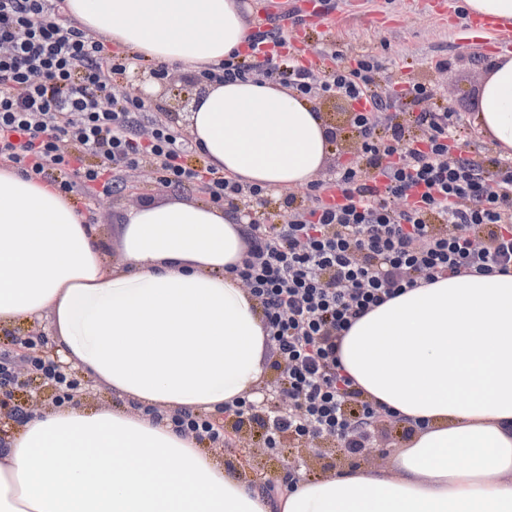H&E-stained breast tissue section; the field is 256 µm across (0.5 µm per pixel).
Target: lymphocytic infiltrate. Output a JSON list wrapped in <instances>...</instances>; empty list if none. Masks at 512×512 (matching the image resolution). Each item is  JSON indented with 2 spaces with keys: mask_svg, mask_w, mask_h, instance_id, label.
Masks as SVG:
<instances>
[{
  "mask_svg": "<svg viewBox=\"0 0 512 512\" xmlns=\"http://www.w3.org/2000/svg\"><path fill=\"white\" fill-rule=\"evenodd\" d=\"M63 0H0V161L32 179L53 177L60 193L111 195L121 171L151 167L166 188L201 184L232 211L265 206L268 189L209 166L192 167L191 139L165 119L146 118L137 96L111 94V78L135 57L103 68V41L62 15ZM376 55L357 54L326 71L292 52L287 24L252 30L244 50L196 81L273 82L310 99L340 98L359 138L358 159L284 198L282 224L254 218L236 272L263 315L285 412L248 400L225 406V427L205 414L171 417L178 433L237 446L262 430L271 452L285 441L331 440L361 454L397 428L394 414L344 374L340 340L361 317L441 275L512 272V158L465 157L460 112L437 103L434 84L383 86ZM94 163H86L85 154ZM338 191L342 200L329 204Z\"/></svg>",
  "mask_w": 512,
  "mask_h": 512,
  "instance_id": "f902f5d3",
  "label": "lymphocytic infiltrate"
}]
</instances>
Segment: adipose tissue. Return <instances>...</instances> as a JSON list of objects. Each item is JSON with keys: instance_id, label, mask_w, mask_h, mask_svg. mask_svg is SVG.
<instances>
[{"instance_id": "ef3b65f1", "label": "adipose tissue", "mask_w": 512, "mask_h": 512, "mask_svg": "<svg viewBox=\"0 0 512 512\" xmlns=\"http://www.w3.org/2000/svg\"><path fill=\"white\" fill-rule=\"evenodd\" d=\"M64 13L189 72L220 66L251 33L240 0H65ZM476 126L512 155V57L488 68ZM188 132L210 166L270 189L310 184L332 150L322 112L271 83L204 84ZM243 229L212 204L149 203L127 214L111 266L70 198L0 166V328L50 316L62 361L120 401L23 422L0 450V512H512V273L437 278L342 338L357 386L416 426L386 468L270 499L168 425L264 379V322L235 273Z\"/></svg>"}]
</instances>
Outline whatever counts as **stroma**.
Returning a JSON list of instances; mask_svg holds the SVG:
<instances>
[{"label": "stroma", "mask_w": 512, "mask_h": 512, "mask_svg": "<svg viewBox=\"0 0 512 512\" xmlns=\"http://www.w3.org/2000/svg\"><path fill=\"white\" fill-rule=\"evenodd\" d=\"M462 0H331L329 19L307 22L297 40L299 47L325 57L326 69L347 65L352 54H376L384 74L393 83L431 82L436 74L432 62L449 63L447 80L440 84L442 100L460 110L467 122H474L483 76L482 67L496 59L497 53L485 42L464 40L461 30L468 15L460 8ZM153 61L123 75L114 76L116 92L148 96L151 114L171 118L185 127L186 117L198 89L181 66L168 64V78L160 82L150 73ZM124 187L106 201L85 203L74 197L77 209L91 207L100 233V244L109 260L120 258L124 212L128 207L167 197L205 201L199 185L187 184L179 189L160 186L150 169L139 168L123 174ZM300 447L288 445L280 452L262 448L260 430L245 433L239 447L220 448L222 461L231 462L253 482L287 471L289 462Z\"/></svg>", "instance_id": "35a3bbf8"}]
</instances>
